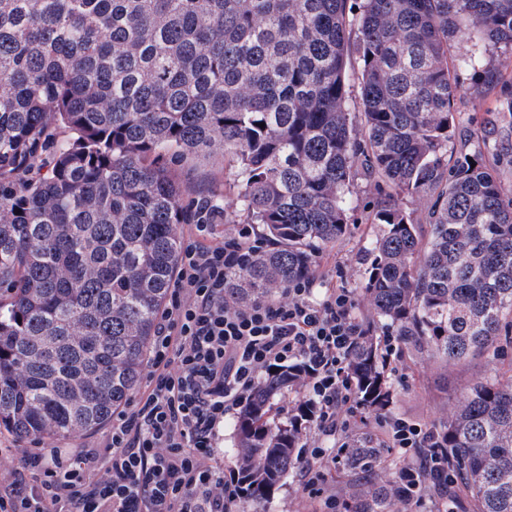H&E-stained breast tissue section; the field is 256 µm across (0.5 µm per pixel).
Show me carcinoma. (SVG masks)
<instances>
[{"mask_svg": "<svg viewBox=\"0 0 512 512\" xmlns=\"http://www.w3.org/2000/svg\"><path fill=\"white\" fill-rule=\"evenodd\" d=\"M357 24L362 111L347 108V25ZM477 50L458 66L449 48ZM512 73V0H0V428L20 438L93 431L137 389L201 206L256 224L277 248L226 275L240 303L315 277L365 217L382 225L360 283L370 316L348 368L375 411L390 396L386 323L418 358L458 364L512 348V193L487 161L448 156L457 102ZM224 150L237 206L190 187L191 163ZM425 200L423 223L405 201ZM429 226L424 235L422 224ZM300 375L263 381L236 417L244 498L266 501L297 464L298 419L275 400ZM454 492L512 512V377L486 376L448 408ZM389 449L348 440L344 512H404Z\"/></svg>", "mask_w": 512, "mask_h": 512, "instance_id": "obj_1", "label": "carcinoma"}]
</instances>
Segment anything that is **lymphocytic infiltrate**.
I'll return each instance as SVG.
<instances>
[{"label": "lymphocytic infiltrate", "mask_w": 512, "mask_h": 512, "mask_svg": "<svg viewBox=\"0 0 512 512\" xmlns=\"http://www.w3.org/2000/svg\"><path fill=\"white\" fill-rule=\"evenodd\" d=\"M261 247L247 224L222 237L214 225L189 226L135 397L113 412L99 445L0 448V467L13 476L0 487V512H233L238 476L225 474L218 452L224 420L261 381L295 366L313 410L299 454L302 492L336 508L325 486L363 407L347 370L362 336L357 297L329 288L317 300L304 280L284 299L232 301L227 273ZM374 420L393 447L420 457L401 471L403 503L440 490L449 466L439 432L383 411Z\"/></svg>", "instance_id": "1"}]
</instances>
